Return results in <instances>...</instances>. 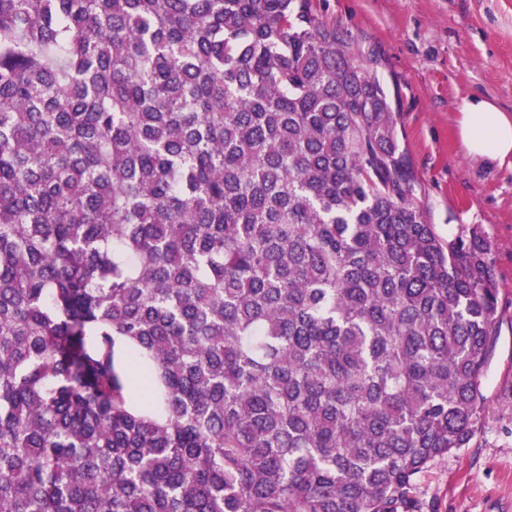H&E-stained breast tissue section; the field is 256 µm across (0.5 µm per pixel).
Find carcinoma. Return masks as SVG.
Wrapping results in <instances>:
<instances>
[{"label": "carcinoma", "mask_w": 512, "mask_h": 512, "mask_svg": "<svg viewBox=\"0 0 512 512\" xmlns=\"http://www.w3.org/2000/svg\"><path fill=\"white\" fill-rule=\"evenodd\" d=\"M317 2L0 0V512H424L469 443L488 241Z\"/></svg>", "instance_id": "carcinoma-1"}]
</instances>
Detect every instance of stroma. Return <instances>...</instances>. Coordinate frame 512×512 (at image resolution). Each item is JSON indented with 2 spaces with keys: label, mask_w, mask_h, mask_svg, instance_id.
<instances>
[{
  "label": "stroma",
  "mask_w": 512,
  "mask_h": 512,
  "mask_svg": "<svg viewBox=\"0 0 512 512\" xmlns=\"http://www.w3.org/2000/svg\"><path fill=\"white\" fill-rule=\"evenodd\" d=\"M397 106L416 197L440 236L480 226L502 321L466 447L435 461L415 495L434 512H512V159L468 157L459 106L477 94L512 113V0H319Z\"/></svg>",
  "instance_id": "1"
}]
</instances>
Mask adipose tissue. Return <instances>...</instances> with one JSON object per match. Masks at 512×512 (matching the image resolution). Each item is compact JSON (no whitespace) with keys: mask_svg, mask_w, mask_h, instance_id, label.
<instances>
[{"mask_svg":"<svg viewBox=\"0 0 512 512\" xmlns=\"http://www.w3.org/2000/svg\"><path fill=\"white\" fill-rule=\"evenodd\" d=\"M460 135L472 159L501 163L512 158V114L481 96L463 102Z\"/></svg>","mask_w":512,"mask_h":512,"instance_id":"1","label":"adipose tissue"}]
</instances>
